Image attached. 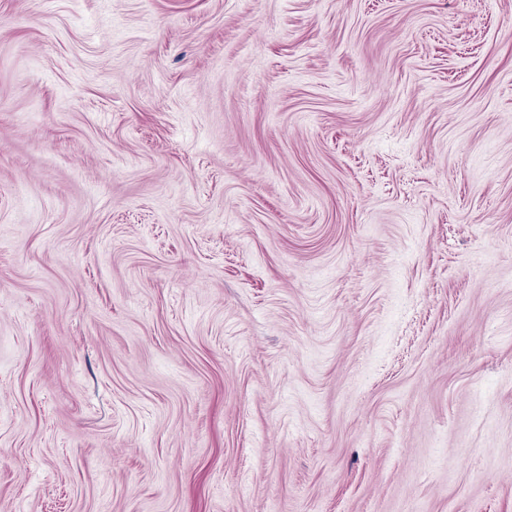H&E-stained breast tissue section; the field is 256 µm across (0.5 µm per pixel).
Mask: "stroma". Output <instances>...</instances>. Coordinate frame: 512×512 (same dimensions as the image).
Listing matches in <instances>:
<instances>
[{
  "mask_svg": "<svg viewBox=\"0 0 512 512\" xmlns=\"http://www.w3.org/2000/svg\"><path fill=\"white\" fill-rule=\"evenodd\" d=\"M0 512H512V0H0Z\"/></svg>",
  "mask_w": 512,
  "mask_h": 512,
  "instance_id": "35a3bbf8",
  "label": "stroma"
}]
</instances>
